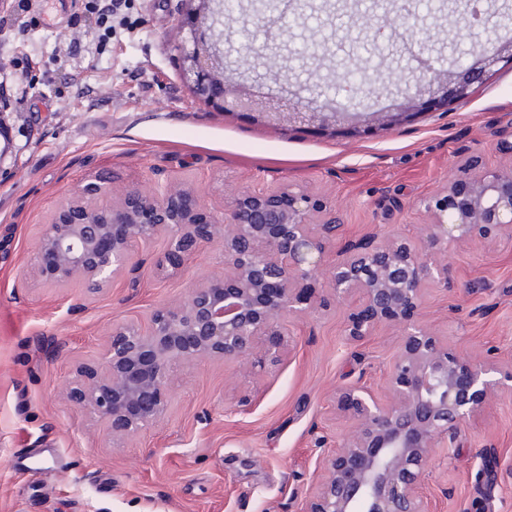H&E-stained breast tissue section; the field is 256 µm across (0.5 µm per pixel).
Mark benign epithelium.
Masks as SVG:
<instances>
[{
  "mask_svg": "<svg viewBox=\"0 0 512 512\" xmlns=\"http://www.w3.org/2000/svg\"><path fill=\"white\" fill-rule=\"evenodd\" d=\"M180 68L195 96L212 109L225 108L224 35L233 17L220 15L219 0H185ZM410 15L366 19L378 36ZM460 76L426 87L410 75V99L428 92L448 105L466 99L499 62L512 61V38L494 52L471 49ZM348 112L339 99L314 101L311 112H290L300 122L329 125ZM432 215L426 243L449 251L476 237L512 241V167L491 168L477 158L448 185L441 198L422 201ZM336 207L291 187L241 191L219 220L204 211L197 193L179 186L113 190L88 183L62 204L44 229L34 256L38 278L54 286L81 282L97 294L120 272L132 271L133 248L160 234L168 237L162 264L176 269L214 243L224 244V274L206 277L179 304L156 308L147 327H112L97 366H80L69 392L76 406L104 421L112 441L138 435L162 420L170 406L174 368L203 361L234 363L241 372L278 359L288 314L311 304L309 281L329 279L338 295L355 294L349 336L361 341L382 322L400 331V350L384 396L356 386L339 388L350 412L351 435L320 453L322 472L307 512H428L422 492L433 448L452 445L461 426L475 422L504 388L512 371L480 359L465 360L416 319L425 286L447 280L448 264L429 261L405 238L369 240L324 255L336 243Z\"/></svg>",
  "mask_w": 512,
  "mask_h": 512,
  "instance_id": "benign-epithelium-1",
  "label": "benign epithelium"
}]
</instances>
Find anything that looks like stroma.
Returning a JSON list of instances; mask_svg holds the SVG:
<instances>
[{
  "instance_id": "1",
  "label": "stroma",
  "mask_w": 512,
  "mask_h": 512,
  "mask_svg": "<svg viewBox=\"0 0 512 512\" xmlns=\"http://www.w3.org/2000/svg\"><path fill=\"white\" fill-rule=\"evenodd\" d=\"M28 2L23 12L15 0L0 8V512H307L320 450L352 428L336 390L382 394L398 330L385 323L351 341L357 298L336 299L317 280L311 308L285 322L279 365L246 376L231 363L178 367L166 417L116 444L70 399L77 367L96 364L113 326L148 324L155 308L223 274L224 249L210 245L166 269L168 241L158 236L135 247L134 274L91 295L81 283L60 288L34 275L40 235L71 195L103 178L116 188H194L217 216L238 190L291 184L335 206L340 242H420L431 221L421 198L443 195L471 157L512 164L501 148L512 130V62L450 108L419 103L413 120L356 137L267 122L232 102L245 91L304 112L313 85L374 70L383 75L376 94H337L357 99L354 115L398 111L407 104L402 72L422 71L428 59L453 68L473 46H493L512 0H487L489 21L469 29L455 24L466 0H408L420 52L387 35L357 48V19L325 12L272 39L240 16L224 45L231 105L222 113L180 76L182 0H130L127 23L107 37L86 21L87 0L66 12L58 0ZM448 266L447 281L427 285L420 321L457 356L512 369V244L474 240L451 251ZM423 493L431 512H512V391L454 445H437Z\"/></svg>"
}]
</instances>
